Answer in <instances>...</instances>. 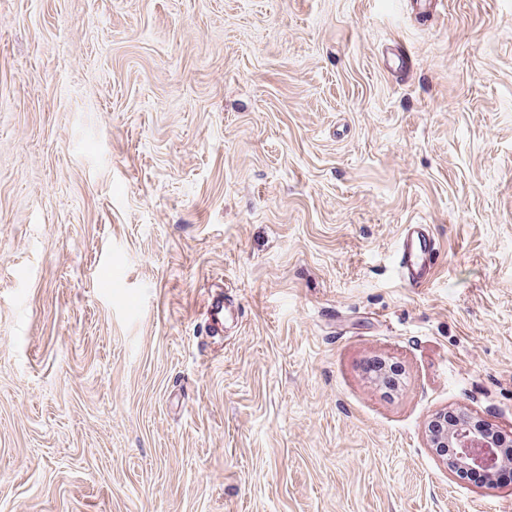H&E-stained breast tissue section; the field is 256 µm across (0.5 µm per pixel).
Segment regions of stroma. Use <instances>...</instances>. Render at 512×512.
Returning a JSON list of instances; mask_svg holds the SVG:
<instances>
[{"mask_svg":"<svg viewBox=\"0 0 512 512\" xmlns=\"http://www.w3.org/2000/svg\"><path fill=\"white\" fill-rule=\"evenodd\" d=\"M448 411L512 440V0H0V512H512ZM398 258L401 279L407 286L419 288L429 282L439 252L424 224L405 226L399 240ZM207 313L211 327L215 332L224 330V320L238 318V311L235 307L224 305V296L222 294L216 295L210 301ZM453 417H448V425ZM442 428L429 425L432 447L440 457H445L447 448H455L450 469L464 475L467 470H480L492 480L499 468L512 461V442L504 443L503 438L490 435L468 425L448 431L447 423ZM511 460V461H510Z\"/></svg>","mask_w":512,"mask_h":512,"instance_id":"35a3bbf8","label":"stroma"}]
</instances>
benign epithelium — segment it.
Returning a JSON list of instances; mask_svg holds the SVG:
<instances>
[{"label": "benign epithelium", "instance_id": "7a95c632", "mask_svg": "<svg viewBox=\"0 0 512 512\" xmlns=\"http://www.w3.org/2000/svg\"><path fill=\"white\" fill-rule=\"evenodd\" d=\"M432 447L443 457L447 449H454L450 462L451 471L465 474L468 470H480L493 478L499 468L512 461V442L503 438L462 425L448 429L447 424L428 426Z\"/></svg>", "mask_w": 512, "mask_h": 512}]
</instances>
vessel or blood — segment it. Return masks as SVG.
I'll use <instances>...</instances> for the list:
<instances>
[{"label":"vessel or blood","instance_id":"b4317fda","mask_svg":"<svg viewBox=\"0 0 512 512\" xmlns=\"http://www.w3.org/2000/svg\"><path fill=\"white\" fill-rule=\"evenodd\" d=\"M399 269L402 281L409 287L419 288L429 282L439 259L436 242L425 225H406L398 246ZM208 318L213 331H221L224 322L237 318L235 307L226 306L223 296H215L209 303Z\"/></svg>","mask_w":512,"mask_h":512}]
</instances>
